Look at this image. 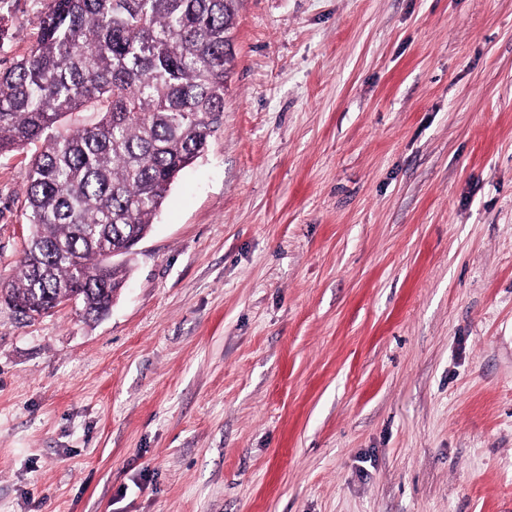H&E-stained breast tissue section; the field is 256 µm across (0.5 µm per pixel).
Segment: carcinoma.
Masks as SVG:
<instances>
[{
    "label": "carcinoma",
    "instance_id": "1",
    "mask_svg": "<svg viewBox=\"0 0 512 512\" xmlns=\"http://www.w3.org/2000/svg\"><path fill=\"white\" fill-rule=\"evenodd\" d=\"M238 0H50L36 43L0 72V155L40 146L29 235L0 296L24 316L109 313L170 186L224 112ZM78 113L90 119L63 127Z\"/></svg>",
    "mask_w": 512,
    "mask_h": 512
}]
</instances>
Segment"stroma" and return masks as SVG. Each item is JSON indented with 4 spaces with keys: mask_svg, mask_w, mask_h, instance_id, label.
I'll return each instance as SVG.
<instances>
[{
    "mask_svg": "<svg viewBox=\"0 0 512 512\" xmlns=\"http://www.w3.org/2000/svg\"><path fill=\"white\" fill-rule=\"evenodd\" d=\"M234 53L109 314L0 299V512H512V0H240Z\"/></svg>",
    "mask_w": 512,
    "mask_h": 512,
    "instance_id": "35a3bbf8",
    "label": "stroma"
}]
</instances>
